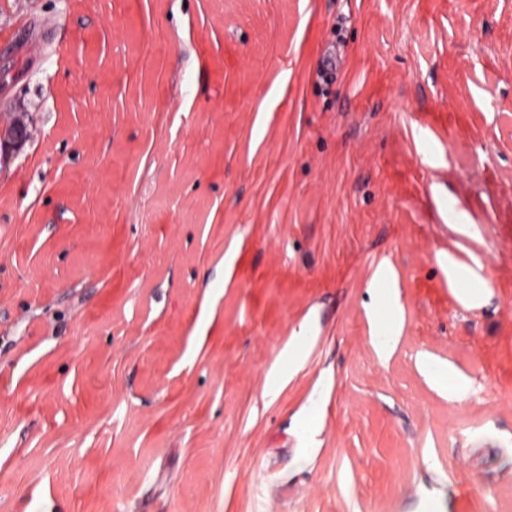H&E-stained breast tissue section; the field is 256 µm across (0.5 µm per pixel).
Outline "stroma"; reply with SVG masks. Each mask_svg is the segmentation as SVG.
<instances>
[{
    "label": "stroma",
    "mask_w": 512,
    "mask_h": 512,
    "mask_svg": "<svg viewBox=\"0 0 512 512\" xmlns=\"http://www.w3.org/2000/svg\"><path fill=\"white\" fill-rule=\"evenodd\" d=\"M18 118L0 512H512V0H0ZM380 289H382L383 300L389 306L390 315L387 327L376 331L374 336L376 337V346L379 355L382 358H386L389 356L398 338L399 329L402 323L401 304L398 289L396 287ZM304 349L305 336H297L296 339L288 346V369L276 368L270 372L266 389L267 396L274 397L280 386L288 381L290 374L301 365Z\"/></svg>",
    "instance_id": "1"
}]
</instances>
